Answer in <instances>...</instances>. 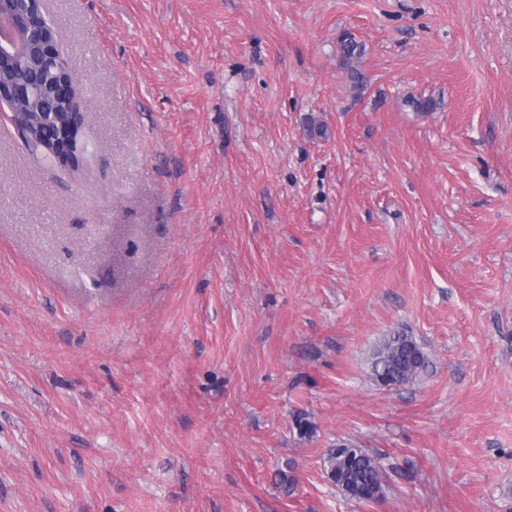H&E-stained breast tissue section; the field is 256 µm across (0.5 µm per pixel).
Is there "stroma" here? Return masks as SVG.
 Wrapping results in <instances>:
<instances>
[{
	"instance_id": "35a3bbf8",
	"label": "stroma",
	"mask_w": 512,
	"mask_h": 512,
	"mask_svg": "<svg viewBox=\"0 0 512 512\" xmlns=\"http://www.w3.org/2000/svg\"><path fill=\"white\" fill-rule=\"evenodd\" d=\"M44 9L92 153L0 122V512H512V0ZM409 345L419 350V359L410 361L406 356ZM427 356L421 345L405 331L387 336L374 350L371 358L373 380L379 385L384 380L389 388L407 384L426 367ZM351 455L336 454L330 448L325 454V471L328 478L337 485L345 483L354 489H375L383 496L382 468L377 458L363 448H350Z\"/></svg>"
}]
</instances>
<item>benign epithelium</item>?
<instances>
[{"label":"benign epithelium","mask_w":512,"mask_h":512,"mask_svg":"<svg viewBox=\"0 0 512 512\" xmlns=\"http://www.w3.org/2000/svg\"><path fill=\"white\" fill-rule=\"evenodd\" d=\"M43 2L35 0L36 6L25 11H0V68L8 66L16 71L9 90L0 91V106L9 109L5 114L1 112L0 118L7 117L18 134L38 130L59 117V113L47 111L40 77L29 71L31 49L38 50L42 67L57 72L69 69V63L57 49L56 30L44 14ZM81 129L82 114L75 109L69 125L57 126L53 146L34 156L52 169L75 168L83 161Z\"/></svg>","instance_id":"7a95c632"}]
</instances>
